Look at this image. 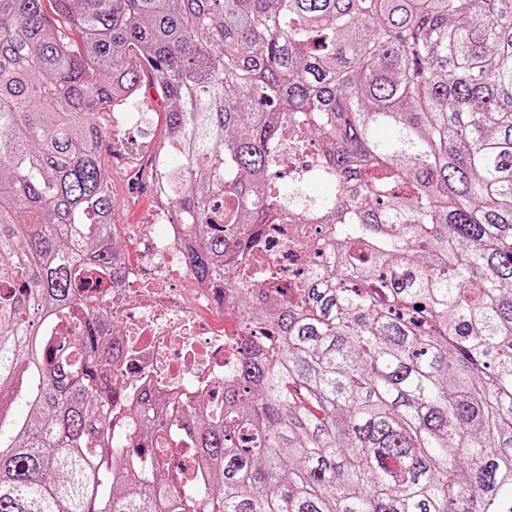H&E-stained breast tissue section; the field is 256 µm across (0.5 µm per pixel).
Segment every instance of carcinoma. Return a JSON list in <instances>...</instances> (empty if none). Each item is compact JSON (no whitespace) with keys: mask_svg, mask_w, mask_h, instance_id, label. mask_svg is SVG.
<instances>
[{"mask_svg":"<svg viewBox=\"0 0 512 512\" xmlns=\"http://www.w3.org/2000/svg\"><path fill=\"white\" fill-rule=\"evenodd\" d=\"M146 69L151 184L241 360L216 409L141 397L131 455L90 290L121 275L97 116ZM287 138L335 194L272 193ZM291 215L331 250L284 292L250 258ZM0 512H512V0H0Z\"/></svg>","mask_w":512,"mask_h":512,"instance_id":"1","label":"carcinoma"}]
</instances>
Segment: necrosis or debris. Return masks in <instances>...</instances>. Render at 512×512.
Masks as SVG:
<instances>
[{"label": "necrosis or debris", "mask_w": 512, "mask_h": 512, "mask_svg": "<svg viewBox=\"0 0 512 512\" xmlns=\"http://www.w3.org/2000/svg\"><path fill=\"white\" fill-rule=\"evenodd\" d=\"M156 220L148 264L125 265L119 282L99 295L120 326L123 374L133 390L149 387L162 403L176 395L220 399L239 361L236 307L211 288L184 290L185 227L164 206ZM324 231L321 224L267 225L265 259L280 269L283 287L318 269Z\"/></svg>", "instance_id": "1"}]
</instances>
